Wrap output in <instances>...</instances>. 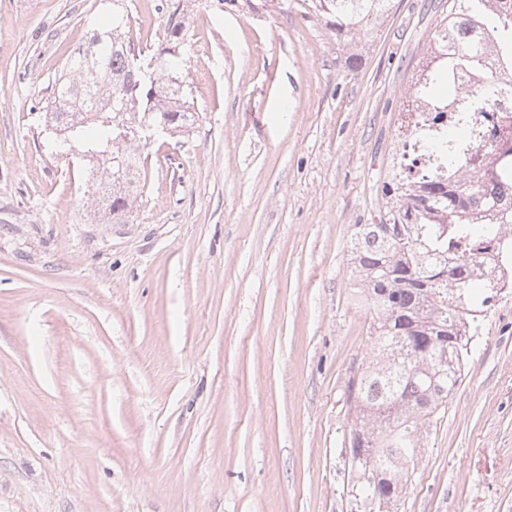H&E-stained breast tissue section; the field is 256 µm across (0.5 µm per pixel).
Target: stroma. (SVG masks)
<instances>
[{
	"label": "stroma",
	"mask_w": 512,
	"mask_h": 512,
	"mask_svg": "<svg viewBox=\"0 0 512 512\" xmlns=\"http://www.w3.org/2000/svg\"><path fill=\"white\" fill-rule=\"evenodd\" d=\"M171 0H126L136 47ZM197 111L124 222L55 153L49 81L112 0H0V512H369L350 238L448 0H394L357 64L295 0H181ZM392 512H512V291Z\"/></svg>",
	"instance_id": "1"
}]
</instances>
